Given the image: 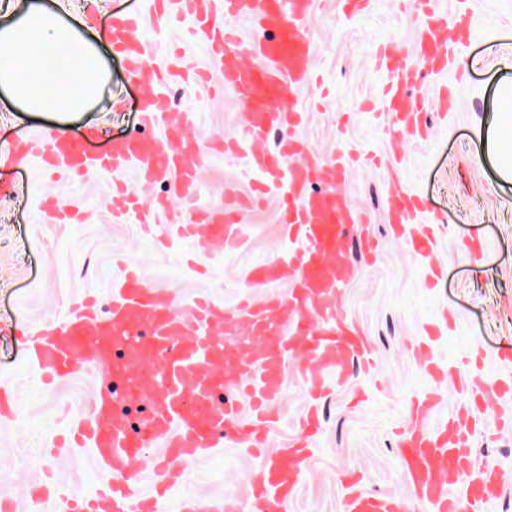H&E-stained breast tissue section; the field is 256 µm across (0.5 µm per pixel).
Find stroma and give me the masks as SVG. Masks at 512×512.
I'll list each match as a JSON object with an SVG mask.
<instances>
[{
  "mask_svg": "<svg viewBox=\"0 0 512 512\" xmlns=\"http://www.w3.org/2000/svg\"><path fill=\"white\" fill-rule=\"evenodd\" d=\"M42 2L62 5L86 25L88 38L103 40L113 15L139 10L147 74L171 108L185 114L186 140L202 164V186L184 202L201 212L222 205L237 213L241 243L212 254L181 236L176 207L182 201L171 181L149 192L159 206L146 235L136 208L117 224L106 207L113 181L134 183V170L54 176L31 157L0 164V389L13 396L10 413L0 415V503L13 512H54L60 495L91 497L111 480L91 448L73 439L99 385L96 374L82 369L44 384L27 360L26 333L89 297L107 312L111 282L129 269L182 303L206 294L229 311L244 299L284 296L286 282H259L255 272L270 260L288 262L303 248L287 209L261 203L287 198L288 180L254 168L249 144L237 143L242 107L225 91L207 44L186 40L193 16L180 13L174 0ZM436 7L459 32L442 71L411 52L426 22L411 0H365L360 7L312 0L301 22L317 51L316 69L310 82L285 94L300 116L295 137L320 160L340 155L355 169L348 193L366 230L355 233L348 259L362 276L341 286L340 303L374 364L355 366L341 386L327 377L316 402L295 361L286 363L280 417L262 431L276 445L304 444L311 453L283 512H342L353 479L373 493L404 496L406 512H433L410 496L396 452L399 434L415 424L411 400L432 393L439 404L428 428L469 415L464 430L474 467L506 477L482 512H512V433L500 431L512 419V178L501 176L486 146L499 89L512 85V0H438ZM389 43L418 72L410 92L430 130L425 138L405 135L399 150L397 132L384 118L393 75L377 60ZM100 50L107 77L83 111L27 112L0 95V145L50 131L81 139L99 155L134 134L164 137V124L142 125L144 102L126 78L123 58L105 43ZM445 93L456 99L455 111L439 109ZM231 140L236 149L225 151ZM396 183L423 200L418 223L429 228L432 253L407 247L415 225L387 223L386 198ZM50 204L66 208L69 222L43 223ZM436 258L442 265L435 276ZM422 344L435 371L416 360ZM441 371L503 395L475 405L468 393L439 381ZM214 440V449L183 463V478L167 487L168 502L200 493L216 501L232 496L239 512H253L262 457L223 432Z\"/></svg>",
  "mask_w": 512,
  "mask_h": 512,
  "instance_id": "stroma-1",
  "label": "stroma"
}]
</instances>
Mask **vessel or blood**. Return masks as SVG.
<instances>
[{"mask_svg": "<svg viewBox=\"0 0 512 512\" xmlns=\"http://www.w3.org/2000/svg\"><path fill=\"white\" fill-rule=\"evenodd\" d=\"M429 21L419 31L415 52L447 64L454 41L448 24L435 14V0H417ZM309 0H224L225 23L213 27L208 43L223 75L243 109L242 134L253 144L252 163L271 176L287 174L290 222L306 247L296 262L280 267L279 280L288 282L287 296L261 302H241L230 313L207 298L180 309L174 297L152 288L135 275L112 284V305L101 316L91 303L69 315L43 322L29 361L47 380L84 368L105 382L131 383L149 411L136 431H129L115 395L94 391L90 419L82 434L97 464L111 473L112 483L100 497L71 505L70 512H157L156 499L140 496L139 467L149 464L157 480H164L174 461H191L213 448L219 428L235 429L238 439L257 444V424L274 414L280 398L282 368L294 356L312 395L324 389L325 373L345 383L352 362L371 366L373 354L352 324L338 312L339 285L359 278L361 269L347 259L350 230L364 218L343 187L347 168L340 163L315 166L301 143L288 139L275 151L266 148L268 135L291 123L285 87L305 85L315 53L299 20ZM251 22L254 34L242 40L232 20ZM112 51L126 62V75L139 86L145 102L143 121L166 127L165 139L133 136L113 142L103 155H90L79 140L54 134L27 135L0 148V161L33 156L46 170L77 173L92 170L122 172L136 167L141 189L176 178L180 196L195 194L201 176L197 161L181 151L184 116L171 111L144 69L140 15L128 12L112 20ZM383 63L395 69L399 82L390 87L391 123L415 124L418 110L404 92L411 72L394 51H384ZM422 203L399 189H391L387 207L392 216L412 222ZM178 229L209 250H227L239 239L237 222L221 207L201 213L182 210ZM233 393L234 401L216 404V390ZM250 398L255 420L240 419L238 397ZM434 398L415 403L413 430L403 432L398 456L410 476L409 489L434 512H457L451 495L457 473L471 463L466 443L448 427L425 428L435 411ZM162 445L159 455L146 448ZM260 471L262 498L256 512H282L289 490L301 481L307 451L302 447L263 450ZM495 471L472 484V504L481 507L503 485ZM343 512H405L403 497L377 495L351 487Z\"/></svg>", "mask_w": 512, "mask_h": 512, "instance_id": "1", "label": "vessel or blood"}]
</instances>
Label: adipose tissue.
I'll list each match as a JSON object with an SVG mask.
<instances>
[{
	"label": "adipose tissue",
	"instance_id": "obj_1",
	"mask_svg": "<svg viewBox=\"0 0 512 512\" xmlns=\"http://www.w3.org/2000/svg\"><path fill=\"white\" fill-rule=\"evenodd\" d=\"M0 89L32 112H77L104 80L96 46L58 13L31 0L17 18L0 26ZM58 84L46 89L48 76Z\"/></svg>",
	"mask_w": 512,
	"mask_h": 512
}]
</instances>
